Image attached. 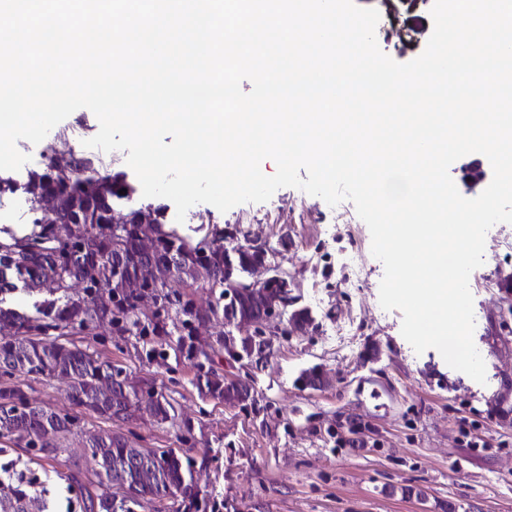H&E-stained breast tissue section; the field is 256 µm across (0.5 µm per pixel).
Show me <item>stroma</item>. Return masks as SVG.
I'll use <instances>...</instances> for the list:
<instances>
[{"label": "stroma", "mask_w": 512, "mask_h": 512, "mask_svg": "<svg viewBox=\"0 0 512 512\" xmlns=\"http://www.w3.org/2000/svg\"><path fill=\"white\" fill-rule=\"evenodd\" d=\"M434 0H355L376 9L377 43L389 57L410 61L432 34ZM351 201L333 207L285 187L264 203L209 221L186 218L178 229L195 242L213 227L265 241L272 265L293 278V294L313 322L297 335L275 338L272 353L250 372L217 360L226 377L240 376L252 398L228 405L200 393L198 372L155 336H114L100 329L92 346L102 357L169 394L179 423L142 418L113 424L82 413L81 434L58 463H41L0 438V475L33 481L52 512H81L66 476L92 478L83 439L110 430L144 448H164L191 460L199 512H512V313L498 285L512 273V224L486 235L484 263L469 279L474 343L485 383L454 370L434 349L416 353L401 334L403 315L383 309L384 266L371 252V233ZM34 213L25 194H0V236L25 234ZM322 367L327 384L313 390L296 379ZM31 403L72 412L57 378H0Z\"/></svg>", "instance_id": "obj_1"}]
</instances>
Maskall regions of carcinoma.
<instances>
[{"mask_svg":"<svg viewBox=\"0 0 512 512\" xmlns=\"http://www.w3.org/2000/svg\"><path fill=\"white\" fill-rule=\"evenodd\" d=\"M90 164L86 157H52L38 185L31 174L20 184L0 177V184H18L26 195L34 193L36 186L43 195L67 194L81 219L68 227L64 237L55 225L36 218L30 233L0 240V375L65 378L66 397L76 408L110 421L127 423L146 414L160 424L173 425V398L153 388L123 386V367L103 359L71 335L76 328L92 334L100 327L118 336L175 334V350L197 368L200 390L228 404L249 401L251 387L227 379L213 364L224 353L249 361L254 354L271 349L272 341L261 338L253 326L254 307L267 297L290 307L296 302L279 280L258 290L241 287L254 265L268 263L269 251L258 250L247 241L228 246L230 234L218 227L192 243L167 224L164 208L157 206L151 209L157 261L152 278L140 279L128 271L117 280L112 265L122 260L130 266L141 225L112 223V204L106 199L120 200L135 188L123 173L103 177L96 189L87 188L81 172ZM201 269L214 275L212 287L220 289L213 304L199 307L184 292L166 291L168 282L193 280ZM226 279L240 285L236 297L228 301L224 300ZM20 286L52 296L43 302L39 316L8 306V297ZM75 287L82 290L77 297L72 295ZM146 296L154 300L156 311L140 316L138 302ZM173 308L183 316L175 332L165 321V314ZM203 317L210 323L226 320L253 330L213 342L197 335V322ZM78 430L79 416L32 404L14 387L0 389V437L24 441V448L39 459L58 461L67 452L69 437ZM84 448L96 481L93 491L80 485L83 512H135L145 502L169 496L181 497L190 508L198 507L190 466L175 452L156 449L145 457L144 449L120 432L92 435ZM33 500L23 480L0 479V512H31Z\"/></svg>","mask_w":512,"mask_h":512,"instance_id":"obj_1","label":"carcinoma"}]
</instances>
